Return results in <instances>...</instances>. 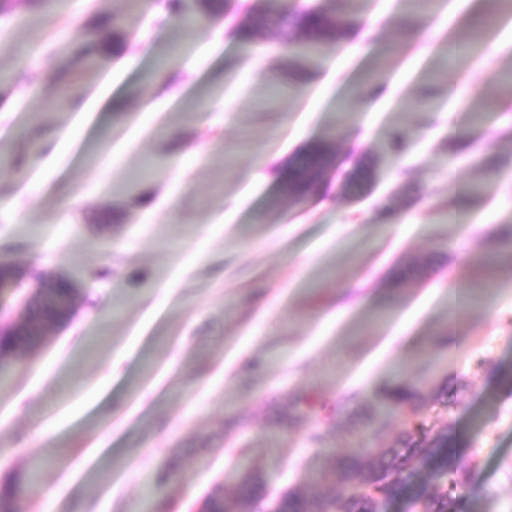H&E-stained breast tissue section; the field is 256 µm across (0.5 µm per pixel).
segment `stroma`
Masks as SVG:
<instances>
[{"label": "stroma", "instance_id": "1", "mask_svg": "<svg viewBox=\"0 0 512 512\" xmlns=\"http://www.w3.org/2000/svg\"><path fill=\"white\" fill-rule=\"evenodd\" d=\"M279 0L250 50L234 29L265 0H187L206 28L182 33L168 0H51L0 15V263L77 284L76 312L0 380V479L21 484L15 512H201L246 471L262 479L255 512L291 491L343 500L322 475L355 448H396L406 423L459 438L475 457L461 512H512V32L477 60L449 33L485 0H451L399 26L387 0L357 36L368 55L327 44L307 72L284 55L295 34ZM102 25L93 74L60 86L69 49ZM173 53L166 82L152 83ZM382 88L374 111L352 85ZM111 80L120 110L77 117L71 95ZM287 92L268 100L270 85ZM184 93L168 95L175 87ZM494 98L479 125L466 111ZM346 108L339 168L323 194L296 199L275 179ZM232 118H225V110ZM474 141L471 152L459 142ZM377 156L373 178L348 174ZM136 181L134 194L122 193ZM453 207L444 220L440 205ZM417 388L415 411L375 409L382 387ZM312 393L329 421L286 420ZM442 480L413 465L378 512H415Z\"/></svg>", "mask_w": 512, "mask_h": 512}]
</instances>
